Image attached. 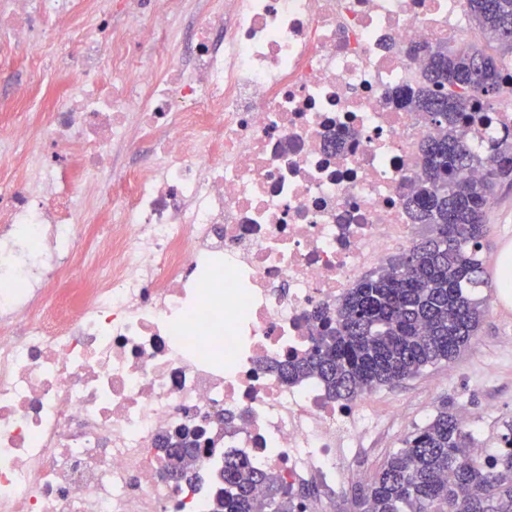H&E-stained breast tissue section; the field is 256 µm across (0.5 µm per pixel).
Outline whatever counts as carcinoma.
Here are the masks:
<instances>
[{
    "mask_svg": "<svg viewBox=\"0 0 512 512\" xmlns=\"http://www.w3.org/2000/svg\"><path fill=\"white\" fill-rule=\"evenodd\" d=\"M467 7L483 41L423 48L420 82L392 94L437 130L421 146L422 168L406 197L413 223L431 235L387 270L362 277L336 318L317 317L316 346L279 368L288 383L313 377L329 396L351 401L456 358L478 332L488 203L512 185V128L487 130L488 109L507 93L502 67L512 60V26L503 19L512 21V0H467ZM474 168L480 178H463ZM500 440L506 447L478 460L470 434L443 404L360 490L361 512H512V423ZM222 477L214 512H300L288 486L243 454L224 457ZM258 487L266 499H256Z\"/></svg>",
    "mask_w": 512,
    "mask_h": 512,
    "instance_id": "carcinoma-1",
    "label": "carcinoma"
}]
</instances>
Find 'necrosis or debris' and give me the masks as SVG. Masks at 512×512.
I'll return each instance as SVG.
<instances>
[{
    "label": "necrosis or debris",
    "instance_id": "obj_1",
    "mask_svg": "<svg viewBox=\"0 0 512 512\" xmlns=\"http://www.w3.org/2000/svg\"><path fill=\"white\" fill-rule=\"evenodd\" d=\"M0 0V512H211L228 453L335 487L386 416L276 367L409 246L433 132L391 92L467 0ZM150 32L152 60L132 58ZM198 434L192 481L162 441ZM25 82V73L21 66L0 73V129L10 117V112L2 104L16 98V91Z\"/></svg>",
    "mask_w": 512,
    "mask_h": 512
}]
</instances>
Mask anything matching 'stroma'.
Masks as SVG:
<instances>
[{
  "label": "stroma",
  "instance_id": "1",
  "mask_svg": "<svg viewBox=\"0 0 512 512\" xmlns=\"http://www.w3.org/2000/svg\"><path fill=\"white\" fill-rule=\"evenodd\" d=\"M495 202L488 210L483 248L486 276L491 280L497 277L501 254L512 251V187L499 190ZM479 296L484 318L459 357L376 389L379 402L398 410L400 418L352 452L345 465L346 478L322 492L320 512H356L358 489L390 453L402 447L408 435L429 421L441 403L458 413L470 412L477 422L473 439L484 447H497L504 422L512 420V301H502L493 287L481 289Z\"/></svg>",
  "mask_w": 512,
  "mask_h": 512
}]
</instances>
